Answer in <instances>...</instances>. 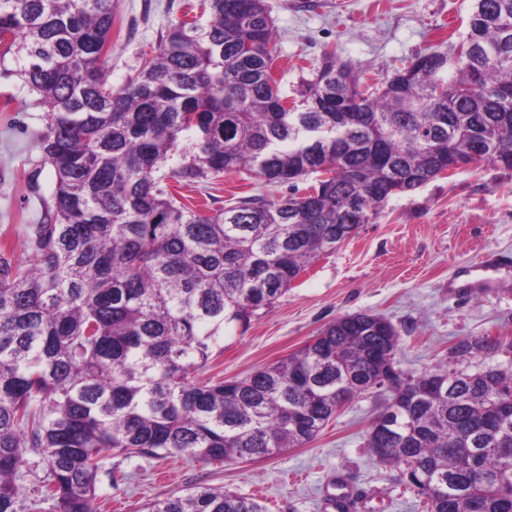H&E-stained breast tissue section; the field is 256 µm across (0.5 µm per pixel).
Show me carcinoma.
<instances>
[{
    "label": "carcinoma",
    "mask_w": 512,
    "mask_h": 512,
    "mask_svg": "<svg viewBox=\"0 0 512 512\" xmlns=\"http://www.w3.org/2000/svg\"><path fill=\"white\" fill-rule=\"evenodd\" d=\"M207 2L205 21L169 24L116 87L113 0H0V68L12 61L46 112L54 178L27 260L0 245V512H98L107 456L223 463L302 448L358 397L383 403L367 448L425 512H512V405L499 398L512 365L458 368L512 340L459 339L409 376L397 407L384 377L399 333L367 313L240 379H196L226 325L271 308L390 196L458 154L512 169V0H474L467 57L428 52L374 87L326 53L292 107L272 76L265 0ZM164 168L184 185L235 172L289 192L197 212L161 185ZM38 461L46 476L31 490ZM147 510L266 512L209 486Z\"/></svg>",
    "instance_id": "1"
}]
</instances>
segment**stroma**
Instances as JSON below:
<instances>
[{"instance_id": "stroma-1", "label": "stroma", "mask_w": 512, "mask_h": 512, "mask_svg": "<svg viewBox=\"0 0 512 512\" xmlns=\"http://www.w3.org/2000/svg\"><path fill=\"white\" fill-rule=\"evenodd\" d=\"M277 35L274 79L298 98L325 52L355 67L360 82H382L415 56L458 46L473 0H266ZM188 0H116L107 69L114 86L137 74ZM44 112L19 76L0 72V241L26 260L30 227L47 218L53 173L43 160ZM185 205L216 209L239 198L284 196L236 173L174 188ZM489 251L512 252V170L484 162L392 196L373 223L335 254L317 260L248 326L227 328L222 354L202 380L239 379L297 351L327 323L354 313L390 321L400 334V368L417 375L448 358L466 336L512 339V276L470 294L453 288L462 267ZM380 409L359 398L302 448L256 462L206 463L181 455L145 461L108 457L97 492L107 512H144L147 503L194 486L253 495L268 512H333L335 480L373 492L366 512H422L396 469L378 463L365 436Z\"/></svg>"}]
</instances>
